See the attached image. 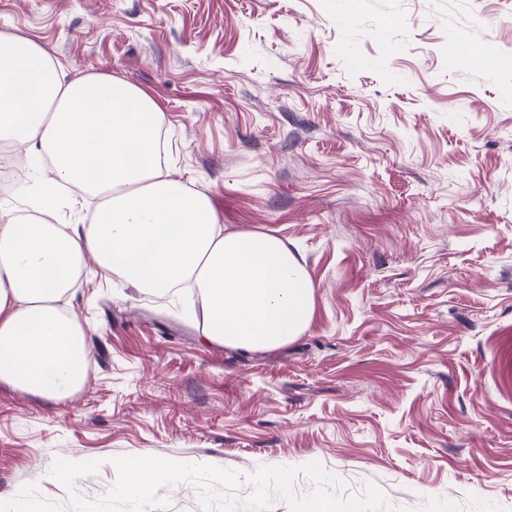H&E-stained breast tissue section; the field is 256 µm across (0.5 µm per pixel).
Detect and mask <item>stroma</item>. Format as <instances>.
I'll return each mask as SVG.
<instances>
[{
    "label": "stroma",
    "mask_w": 512,
    "mask_h": 512,
    "mask_svg": "<svg viewBox=\"0 0 512 512\" xmlns=\"http://www.w3.org/2000/svg\"><path fill=\"white\" fill-rule=\"evenodd\" d=\"M0 33L71 81L122 79L165 114L162 168L207 193L225 232L281 238L314 286L285 347L205 339L202 300L146 294L87 261L64 299L88 338L64 401L0 384V506L71 512L119 456L233 469L310 459L377 487L389 512H512V0H0ZM0 210L82 227L97 202L24 144ZM99 460L66 489L55 458ZM144 512H202L189 481Z\"/></svg>",
    "instance_id": "stroma-1"
}]
</instances>
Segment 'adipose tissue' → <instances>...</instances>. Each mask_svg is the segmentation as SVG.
<instances>
[{
  "label": "adipose tissue",
  "instance_id": "obj_1",
  "mask_svg": "<svg viewBox=\"0 0 512 512\" xmlns=\"http://www.w3.org/2000/svg\"><path fill=\"white\" fill-rule=\"evenodd\" d=\"M164 123L128 83L100 73L66 83L36 40L0 42V139L49 152L55 180L100 200L80 231L0 218V383L55 400L82 386L85 334L60 303L89 254L148 294L196 288L206 338L227 346L279 348L309 325L314 287L283 241L222 232L204 191L162 174L153 132Z\"/></svg>",
  "mask_w": 512,
  "mask_h": 512
}]
</instances>
